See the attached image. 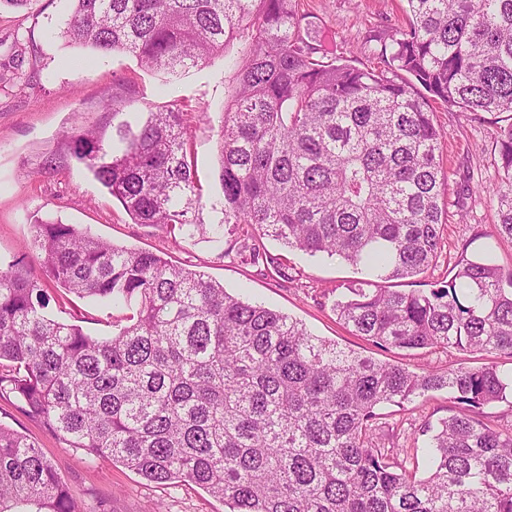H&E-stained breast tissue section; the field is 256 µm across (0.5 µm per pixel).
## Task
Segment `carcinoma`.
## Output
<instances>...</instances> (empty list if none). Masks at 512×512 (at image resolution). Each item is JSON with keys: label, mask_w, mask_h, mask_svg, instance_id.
I'll return each instance as SVG.
<instances>
[{"label": "carcinoma", "mask_w": 512, "mask_h": 512, "mask_svg": "<svg viewBox=\"0 0 512 512\" xmlns=\"http://www.w3.org/2000/svg\"><path fill=\"white\" fill-rule=\"evenodd\" d=\"M405 26L360 68L314 36L299 0H72L63 44L133 57L165 85L224 55L218 125L222 218L206 225L183 112H132L112 134L86 121L73 156L137 224L218 242L274 263L266 238L354 267L332 303L381 347L512 359V269L491 250L461 254L429 292L417 277L441 253L445 133L433 104L501 122L486 189L512 240V0H406ZM41 276L0 267V395L81 455L149 482L196 484L229 512H512V430L484 409L512 396L496 365L409 370L362 357L303 323L227 292L163 256L58 221L33 224ZM125 315L96 336L46 311L41 280ZM447 390L452 414L427 423L423 461L376 436L381 409ZM0 512H84L50 459L0 425Z\"/></svg>", "instance_id": "1"}]
</instances>
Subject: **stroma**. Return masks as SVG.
I'll return each mask as SVG.
<instances>
[{
  "instance_id": "35a3bbf8",
  "label": "stroma",
  "mask_w": 512,
  "mask_h": 512,
  "mask_svg": "<svg viewBox=\"0 0 512 512\" xmlns=\"http://www.w3.org/2000/svg\"><path fill=\"white\" fill-rule=\"evenodd\" d=\"M69 0H31L27 10L0 8V66L14 62L25 82L0 81V263L22 262L37 268L31 244L35 220L52 217L78 227L88 226L116 245L160 254L173 264L205 272L252 302H259L301 321L314 335L335 341L382 361L409 369L421 365L445 369L491 363L512 368V360L492 359L485 354H445L427 349L382 348L352 335L331 309L332 289L345 288L358 278L357 271L332 258H309L288 251L273 241L264 246L276 263L262 270L225 257L221 244L205 240L181 241L155 227L134 223L122 205L71 156L64 135L78 117L112 127L111 113L102 101L132 100L138 112L178 99L186 113L193 142L197 177L202 186L203 223H217L224 204L219 172L218 127L224 109V60L192 69L175 94H167L158 76L141 70L134 59L115 53L102 56L77 46H65L53 36L66 19ZM402 0H304V8L317 17L322 38L337 51L354 56L357 66L376 67L368 50L372 37L389 39L403 22ZM208 113L211 123L199 122ZM435 119L447 134L440 164L447 176L442 192L446 217L444 249L436 267L414 278L390 281L391 289L429 291L448 280L461 253L479 254L492 249L497 264L512 268V241L503 239L488 246L482 235L494 223L495 211L479 188L494 184L500 165L496 147L498 128L489 114L436 105ZM49 313L58 320L82 326L84 331L110 335L111 312L44 282ZM452 408L448 394L435 391L407 409L386 407V420L409 425L435 422ZM0 424L26 434L51 459L80 504L95 512H146L164 503L166 512H224L221 501L194 484L158 485L122 465L102 460L85 467L79 454L41 423L32 420L11 397L0 398Z\"/></svg>"
}]
</instances>
